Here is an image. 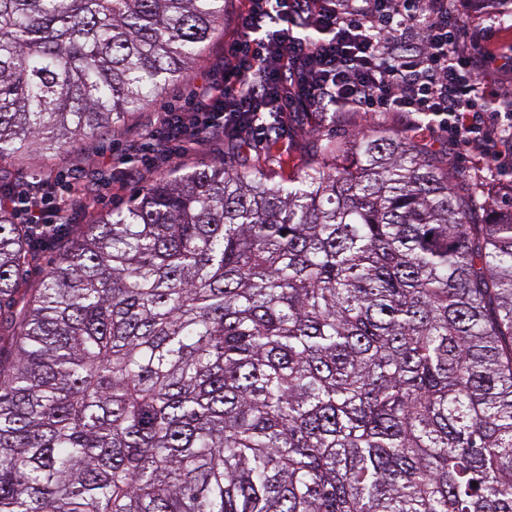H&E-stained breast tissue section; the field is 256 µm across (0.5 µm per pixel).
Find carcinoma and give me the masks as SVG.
Returning a JSON list of instances; mask_svg holds the SVG:
<instances>
[{
  "instance_id": "1",
  "label": "carcinoma",
  "mask_w": 512,
  "mask_h": 512,
  "mask_svg": "<svg viewBox=\"0 0 512 512\" xmlns=\"http://www.w3.org/2000/svg\"><path fill=\"white\" fill-rule=\"evenodd\" d=\"M229 0H0V163L189 73ZM156 178L42 236L0 193V512H512V204L386 129Z\"/></svg>"
}]
</instances>
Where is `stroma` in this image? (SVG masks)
Instances as JSON below:
<instances>
[{
	"label": "stroma",
	"instance_id": "35a3bbf8",
	"mask_svg": "<svg viewBox=\"0 0 512 512\" xmlns=\"http://www.w3.org/2000/svg\"><path fill=\"white\" fill-rule=\"evenodd\" d=\"M241 7V0H231L230 8L224 14V24L208 42L195 73L206 70L219 71L224 60V42L236 32L235 19ZM463 20L472 33L469 49H478L484 38L502 46L512 45V14L498 9L491 0H467L463 9ZM192 95L188 81L170 84L160 95L154 97L143 110L125 118L118 131L103 137L81 141L77 148L51 165L57 177L53 190H60L63 180L77 173L90 185L91 207L82 208L76 214L80 224L89 223L95 215L125 208L140 192L146 181L155 177L154 172L144 177L125 180L124 189L114 191L111 180L124 179V158L133 143L146 142L154 131L164 112L185 105ZM372 127H384L393 132L404 130L403 118L395 112H373L365 114L350 109L341 110L334 122H311L303 113L288 117V126L280 131L268 132L252 145L235 148L223 135L204 137L194 151L178 160V167L188 169L214 162H225L237 166L245 164L268 171L276 177H287L312 159L318 140L348 141L357 134ZM424 150L440 156L442 161L460 174L463 185L487 183L500 189L512 184V159L504 157L495 161L480 158L469 148L449 141L440 134L422 140ZM112 159L111 168H102L100 157Z\"/></svg>",
	"mask_w": 512,
	"mask_h": 512
}]
</instances>
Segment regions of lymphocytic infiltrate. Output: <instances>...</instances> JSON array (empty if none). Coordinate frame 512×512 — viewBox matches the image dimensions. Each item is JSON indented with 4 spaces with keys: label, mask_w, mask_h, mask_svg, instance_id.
<instances>
[{
    "label": "lymphocytic infiltrate",
    "mask_w": 512,
    "mask_h": 512,
    "mask_svg": "<svg viewBox=\"0 0 512 512\" xmlns=\"http://www.w3.org/2000/svg\"><path fill=\"white\" fill-rule=\"evenodd\" d=\"M456 0H244L221 76L192 82L189 107L165 113L133 155L147 162L190 153L213 133L262 136L292 112H401L415 133L436 130L488 152L512 132V96L495 97L487 72L495 49L465 51ZM57 199L35 188L20 204L35 230L69 225L89 187L73 177Z\"/></svg>",
    "instance_id": "lymphocytic-infiltrate-1"
}]
</instances>
